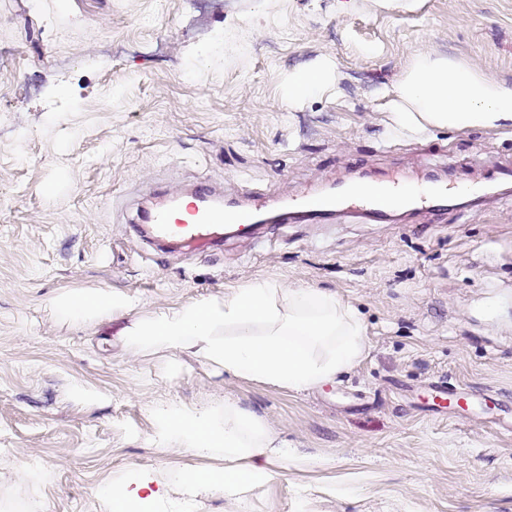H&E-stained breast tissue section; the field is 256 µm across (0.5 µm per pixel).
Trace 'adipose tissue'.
Here are the masks:
<instances>
[{
	"instance_id": "adipose-tissue-1",
	"label": "adipose tissue",
	"mask_w": 512,
	"mask_h": 512,
	"mask_svg": "<svg viewBox=\"0 0 512 512\" xmlns=\"http://www.w3.org/2000/svg\"><path fill=\"white\" fill-rule=\"evenodd\" d=\"M397 120L419 129L512 126V84L492 79L463 62L416 58L388 103ZM71 324L92 327L124 318L135 300L101 289H76L53 300ZM128 354L189 353L235 377L303 392L335 382L366 352V328L335 293L257 279L223 298L165 308L135 319L124 330ZM157 437L174 452H219V470L190 471L193 489L241 492L272 476L274 459L288 450L233 401L189 408L170 403L156 414ZM162 470H130L103 490L110 512L137 501L160 500Z\"/></svg>"
}]
</instances>
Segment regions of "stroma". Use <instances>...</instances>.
<instances>
[{"label": "stroma", "instance_id": "stroma-1", "mask_svg": "<svg viewBox=\"0 0 512 512\" xmlns=\"http://www.w3.org/2000/svg\"><path fill=\"white\" fill-rule=\"evenodd\" d=\"M421 53L512 83V0H0V512H107L101 486L134 466L173 477L155 512H512V126H395L378 92ZM321 62L329 84L289 101ZM445 169L475 191L437 221L339 212L190 255L135 223L200 180L268 213L354 172L421 188ZM260 278L351 304L365 358L295 392L130 356L126 320L51 308L100 288L146 313ZM436 383L468 410L428 412ZM227 399L290 457L244 494L189 491L180 473L223 461L156 448L153 409ZM36 461L52 481L18 482Z\"/></svg>", "mask_w": 512, "mask_h": 512}]
</instances>
